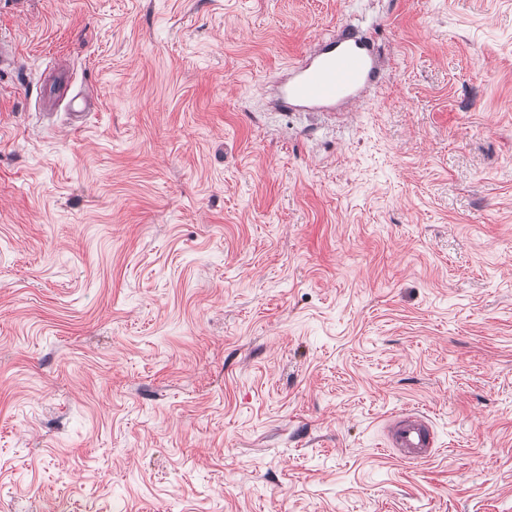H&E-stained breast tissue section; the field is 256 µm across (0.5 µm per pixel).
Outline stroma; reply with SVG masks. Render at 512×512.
<instances>
[{"label": "stroma", "instance_id": "35a3bbf8", "mask_svg": "<svg viewBox=\"0 0 512 512\" xmlns=\"http://www.w3.org/2000/svg\"><path fill=\"white\" fill-rule=\"evenodd\" d=\"M345 25L383 83L276 111ZM1 34L0 512H512V0H0ZM47 81L50 83L46 88V94L49 97L57 96L58 99H63L67 96L69 90V83L71 82V75L60 69L54 62L48 64ZM385 446L408 463L433 457L436 437L427 417L415 410H403L390 416L385 424Z\"/></svg>", "mask_w": 512, "mask_h": 512}]
</instances>
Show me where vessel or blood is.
<instances>
[{"mask_svg": "<svg viewBox=\"0 0 512 512\" xmlns=\"http://www.w3.org/2000/svg\"><path fill=\"white\" fill-rule=\"evenodd\" d=\"M48 96L65 98L71 76L56 64H48ZM382 81L374 45L351 27L317 40L311 53L301 56L280 77L275 88V103L283 112H316L350 103L369 86ZM385 446L408 463L433 457L436 448L434 429L423 414L403 410L385 424Z\"/></svg>", "mask_w": 512, "mask_h": 512, "instance_id": "b4317fda", "label": "vessel or blood"}]
</instances>
